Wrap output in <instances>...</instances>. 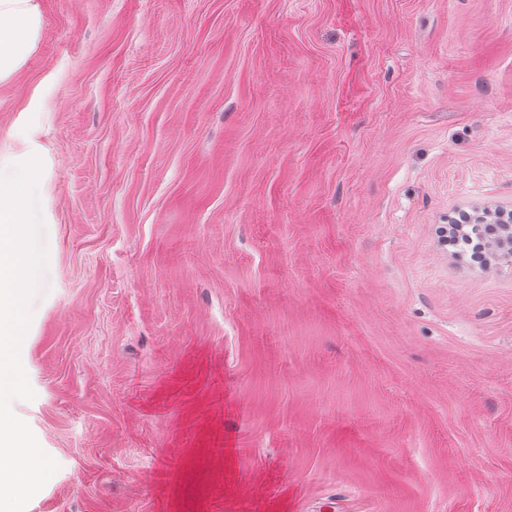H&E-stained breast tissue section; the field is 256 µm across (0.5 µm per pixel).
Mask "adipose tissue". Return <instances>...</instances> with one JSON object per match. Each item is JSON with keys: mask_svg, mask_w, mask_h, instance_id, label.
Instances as JSON below:
<instances>
[{"mask_svg": "<svg viewBox=\"0 0 512 512\" xmlns=\"http://www.w3.org/2000/svg\"><path fill=\"white\" fill-rule=\"evenodd\" d=\"M41 32L37 0H0V82L22 68Z\"/></svg>", "mask_w": 512, "mask_h": 512, "instance_id": "1", "label": "adipose tissue"}]
</instances>
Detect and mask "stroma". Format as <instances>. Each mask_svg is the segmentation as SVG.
Segmentation results:
<instances>
[{"instance_id":"obj_1","label":"stroma","mask_w":512,"mask_h":512,"mask_svg":"<svg viewBox=\"0 0 512 512\" xmlns=\"http://www.w3.org/2000/svg\"><path fill=\"white\" fill-rule=\"evenodd\" d=\"M39 5L26 512H512V0ZM489 224L493 223L448 224V227H444L441 231V238L448 246L461 250L465 256L469 255L479 267L488 261L486 268H490L497 263L499 257L508 255V249L498 251L492 249L493 237L483 231ZM476 227L479 231H475Z\"/></svg>"}]
</instances>
